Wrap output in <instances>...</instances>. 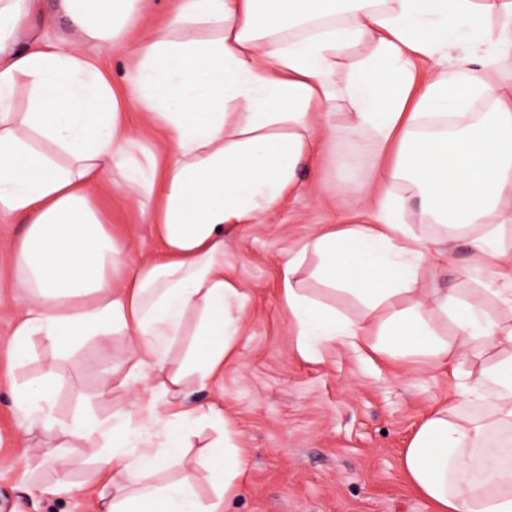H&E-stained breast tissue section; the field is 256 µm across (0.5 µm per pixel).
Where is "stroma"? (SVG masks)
I'll use <instances>...</instances> for the list:
<instances>
[{"label": "stroma", "mask_w": 512, "mask_h": 512, "mask_svg": "<svg viewBox=\"0 0 512 512\" xmlns=\"http://www.w3.org/2000/svg\"><path fill=\"white\" fill-rule=\"evenodd\" d=\"M391 151L368 139L346 138L321 149V181L300 171L295 190L259 224H239L224 235V271L248 296L236 341L238 357L224 368L215 387L196 393L204 405L221 408L249 458L245 486L224 512H433L407 480L402 453L417 424L436 406L471 414L456 394L457 378L477 372L480 362L464 352L457 371L419 358L368 363L340 344L319 356L302 355L284 303L281 263L329 224L367 221L358 197L372 191L374 168ZM121 183L100 202L122 228L130 257L149 258L156 249L137 206L127 205ZM24 232L19 218L0 216V512H95L103 487L95 471L98 445L83 443L62 456H48L41 425L17 426V386L53 371L64 384L53 394L54 416L62 422L86 414L100 420L131 410L133 395L108 372L126 359L129 336L106 342L86 337L67 349L33 339L24 362L6 349L20 313L10 272L13 245ZM462 237L448 243L435 266L423 269L418 286L477 291L474 279L458 278L468 264ZM318 259L307 255L297 279L305 292L351 319L364 309L350 294L338 293L314 275ZM28 455L29 466L18 464Z\"/></svg>", "instance_id": "35a3bbf8"}]
</instances>
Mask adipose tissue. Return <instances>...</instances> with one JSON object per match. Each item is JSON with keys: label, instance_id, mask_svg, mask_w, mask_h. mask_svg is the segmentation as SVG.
Returning <instances> with one entry per match:
<instances>
[{"label": "adipose tissue", "instance_id": "adipose-tissue-1", "mask_svg": "<svg viewBox=\"0 0 512 512\" xmlns=\"http://www.w3.org/2000/svg\"><path fill=\"white\" fill-rule=\"evenodd\" d=\"M73 38L21 42L31 0H0V215L21 218L12 278L22 306L8 350L130 336L115 371L135 412L58 423L45 407L56 375L16 389L60 447L98 442L111 485L97 512H222L241 488L245 451L222 411L189 401L186 377L209 387L232 357L246 296L224 275V233L256 224L316 167L322 142L360 134L392 150L375 176L372 220L319 233L282 264L283 295L302 354L340 342L397 360L446 365L469 345L498 353L458 387L483 413L433 410L402 454L412 487L435 512H512V464L496 432L512 430V322L481 295L431 289L418 277L435 253L405 223L396 189L409 182L421 221L463 231L473 265L512 308V0H177L160 27L127 47L115 84L83 43L124 45L147 0H59ZM466 44L455 52L456 41ZM125 46V45H124ZM429 72L418 71L417 58ZM27 104L18 108V93ZM142 113L167 144L158 158L130 125ZM147 200L156 250L133 261L99 209L113 176ZM317 277L365 307L356 323L295 286L307 253ZM449 323L452 334L440 332ZM188 348L179 364L170 352ZM222 432L208 456L214 499L202 503L186 461L201 426ZM178 471L159 484L155 473Z\"/></svg>", "mask_w": 512, "mask_h": 512}]
</instances>
